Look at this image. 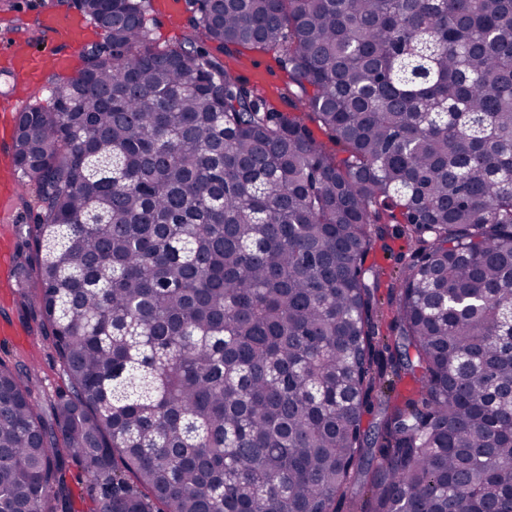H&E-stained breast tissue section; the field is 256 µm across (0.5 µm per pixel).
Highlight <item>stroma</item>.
Instances as JSON below:
<instances>
[{
    "label": "stroma",
    "instance_id": "35a3bbf8",
    "mask_svg": "<svg viewBox=\"0 0 512 512\" xmlns=\"http://www.w3.org/2000/svg\"><path fill=\"white\" fill-rule=\"evenodd\" d=\"M148 24L152 41L165 48L183 42L189 32L188 6L186 0H149ZM71 9L58 0H0V39L13 36L18 22H25V33L32 47L43 51L54 50L56 44L43 34L40 21L49 14H70ZM225 66L243 83L266 100L274 111L282 112L300 120L310 129L317 141L333 154H341L342 145L336 144L331 135L320 128L310 113L300 111L292 91L293 85L288 71L278 54L254 49L237 48L221 53ZM384 240L376 243L367 258L368 266L378 274L375 300L378 309V337L384 341L394 340L391 329L393 313L390 305V288L407 264L412 251L410 244L399 236V227L391 223L385 227ZM10 320L27 334L25 344L0 339V361L11 366L22 365L31 369L34 378L32 399L39 409L47 404L59 388L65 384V376L55 352L49 348L39 327V310L35 298L21 300L18 292H10L0 300V321Z\"/></svg>",
    "mask_w": 512,
    "mask_h": 512
}]
</instances>
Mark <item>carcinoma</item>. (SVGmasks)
I'll use <instances>...</instances> for the list:
<instances>
[{
	"instance_id": "cac0c4a2",
	"label": "carcinoma",
	"mask_w": 512,
	"mask_h": 512,
	"mask_svg": "<svg viewBox=\"0 0 512 512\" xmlns=\"http://www.w3.org/2000/svg\"><path fill=\"white\" fill-rule=\"evenodd\" d=\"M82 0L106 39L28 106L18 274L66 376L0 362V512H512V0ZM274 50L336 143L211 53ZM412 262L377 340L381 216ZM391 397L374 432L373 393ZM404 385L406 389L397 390ZM147 1V18L153 43L165 48L183 42L190 33V12L186 0ZM166 1L174 3L167 6L163 3ZM89 485L90 481L81 468L72 463L70 488L75 512H92L95 509V503L89 495Z\"/></svg>"
}]
</instances>
